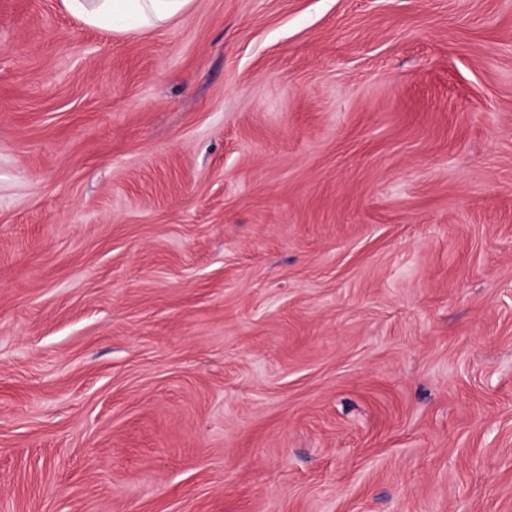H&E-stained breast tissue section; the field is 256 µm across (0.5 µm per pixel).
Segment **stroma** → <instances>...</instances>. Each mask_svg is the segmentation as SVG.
Listing matches in <instances>:
<instances>
[{
    "label": "stroma",
    "mask_w": 512,
    "mask_h": 512,
    "mask_svg": "<svg viewBox=\"0 0 512 512\" xmlns=\"http://www.w3.org/2000/svg\"><path fill=\"white\" fill-rule=\"evenodd\" d=\"M0 512H512V0H0ZM193 0H63L67 10L92 27L124 31L158 29L183 14Z\"/></svg>",
    "instance_id": "35a3bbf8"
}]
</instances>
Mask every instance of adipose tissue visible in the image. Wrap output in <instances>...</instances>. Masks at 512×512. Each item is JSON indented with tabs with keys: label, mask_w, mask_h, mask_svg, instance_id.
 I'll return each instance as SVG.
<instances>
[{
	"label": "adipose tissue",
	"mask_w": 512,
	"mask_h": 512,
	"mask_svg": "<svg viewBox=\"0 0 512 512\" xmlns=\"http://www.w3.org/2000/svg\"><path fill=\"white\" fill-rule=\"evenodd\" d=\"M67 10L92 27L150 31L183 14L192 0H63Z\"/></svg>",
	"instance_id": "obj_1"
}]
</instances>
